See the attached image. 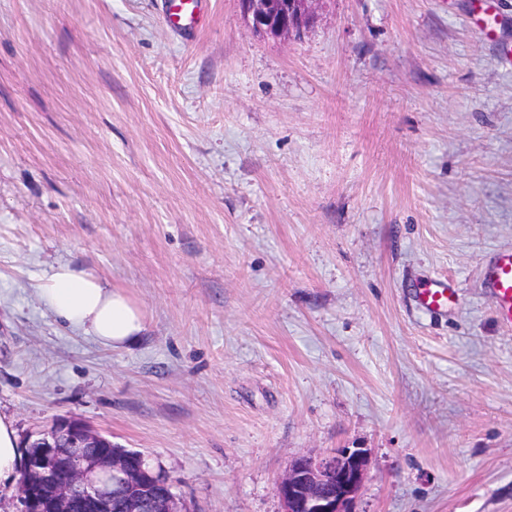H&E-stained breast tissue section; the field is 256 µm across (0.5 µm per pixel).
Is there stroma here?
I'll return each instance as SVG.
<instances>
[{"instance_id":"obj_1","label":"stroma","mask_w":512,"mask_h":512,"mask_svg":"<svg viewBox=\"0 0 512 512\" xmlns=\"http://www.w3.org/2000/svg\"><path fill=\"white\" fill-rule=\"evenodd\" d=\"M0 0V416L80 420L185 512H281L364 448L356 512H512V68L470 0H320L301 38L206 0ZM83 266L145 311L111 349L36 288ZM454 279L447 316L410 293ZM202 1L205 0H168V24L183 30L198 27ZM484 286L501 322L512 327V250L497 252L485 265ZM368 463L364 448H339L319 459L294 461L275 487L282 512H356Z\"/></svg>"}]
</instances>
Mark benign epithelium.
I'll return each mask as SVG.
<instances>
[{
	"mask_svg": "<svg viewBox=\"0 0 512 512\" xmlns=\"http://www.w3.org/2000/svg\"><path fill=\"white\" fill-rule=\"evenodd\" d=\"M319 0H238L252 32L278 39L300 36L313 18ZM70 448H95L92 454L60 456L61 443ZM105 437L88 425L63 419L33 441L40 452L25 457V492L20 512H112L116 488L129 479V456L103 452ZM365 448H339L318 459H299L279 479L275 493L282 512H356L355 501L368 470ZM148 512H182L173 491L153 498Z\"/></svg>",
	"mask_w": 512,
	"mask_h": 512,
	"instance_id": "benign-epithelium-1",
	"label": "benign epithelium"
}]
</instances>
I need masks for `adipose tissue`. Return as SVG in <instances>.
Wrapping results in <instances>:
<instances>
[{"label":"adipose tissue","instance_id":"adipose-tissue-1","mask_svg":"<svg viewBox=\"0 0 512 512\" xmlns=\"http://www.w3.org/2000/svg\"><path fill=\"white\" fill-rule=\"evenodd\" d=\"M37 294L62 326L109 348L133 344L145 329L144 311L122 289L69 263L55 267Z\"/></svg>","mask_w":512,"mask_h":512}]
</instances>
